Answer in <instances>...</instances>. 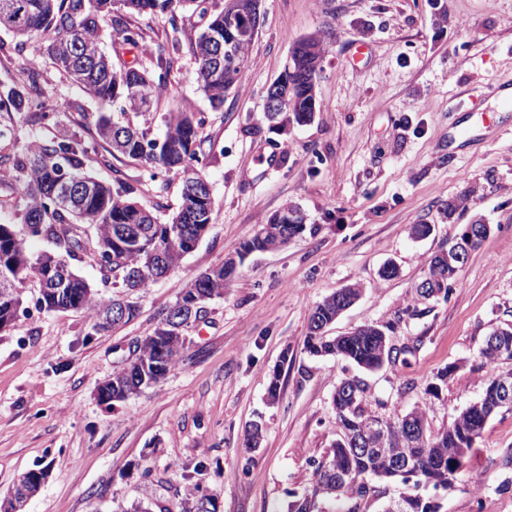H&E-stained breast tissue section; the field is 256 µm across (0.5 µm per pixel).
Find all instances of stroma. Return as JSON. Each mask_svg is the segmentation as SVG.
Segmentation results:
<instances>
[{"mask_svg":"<svg viewBox=\"0 0 512 512\" xmlns=\"http://www.w3.org/2000/svg\"><path fill=\"white\" fill-rule=\"evenodd\" d=\"M259 11L249 67L217 109L196 77L198 15L184 12L176 29L163 14L122 16L141 38L120 63L161 49L173 59L150 114L137 122L157 138L162 115L176 105L205 117L218 217L194 252L139 294L138 317L109 331L94 333L81 312L38 310V289L26 284L27 316L0 333V494L26 470L50 472L23 512H110L139 501L153 512H180L196 485L220 512H287L290 493L311 489L316 461L340 435L332 398L342 380L364 381L371 414L394 421L418 407L438 431L480 398L489 378L512 372V360L481 355L493 330L512 325V112L500 111L497 98L512 85V0H260ZM325 31L332 37L312 122L271 128L266 89L296 41ZM33 69L51 114L32 126L0 112V128L10 129L0 137V167L33 140L74 134L89 148V173L134 187L168 218L180 203V180L149 181L141 162L112 155L96 135L99 105L53 67L40 40L20 48L1 30L0 84ZM290 204L304 213L305 230L238 264L166 378L126 401L98 402V383L159 314ZM417 224L431 225V234L413 238ZM467 224L491 232L447 295L423 297L430 258ZM388 264L398 270L391 279L381 275ZM352 284L360 299L326 334L383 326L406 353L375 373L306 349L312 310ZM447 367L451 375L438 383ZM255 421L263 425L260 444L243 447ZM510 451L512 408H503L452 488L434 492L440 512H512V487L503 486L512 472L501 465ZM372 485L369 498L321 497L317 510L381 512L400 485Z\"/></svg>","mask_w":512,"mask_h":512,"instance_id":"obj_1","label":"stroma"}]
</instances>
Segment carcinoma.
I'll return each mask as SVG.
<instances>
[{"instance_id":"carcinoma-1","label":"carcinoma","mask_w":512,"mask_h":512,"mask_svg":"<svg viewBox=\"0 0 512 512\" xmlns=\"http://www.w3.org/2000/svg\"><path fill=\"white\" fill-rule=\"evenodd\" d=\"M9 2L12 11L0 12V30L10 32L23 45L33 36L45 38V53L54 67L78 85L101 106L95 120L98 137L112 147V152L142 162L150 179L161 175L175 176L182 183L181 203L167 221H159L153 209L134 197V188L106 184L85 171L87 150L75 135L54 136L34 141L26 153L17 157L10 169V189L17 192L22 209L17 223L0 222V272L11 278L5 292L0 287V332L2 326L16 320L23 309L22 288L29 282L38 284L37 300L47 312L82 311L88 314L92 328L107 330L110 322H101L112 306L121 302L128 291L141 292L155 283L166 271L175 269L193 252L216 218L215 199L203 158V140L199 129L204 120L186 107L164 116L161 147L146 129L122 122L128 113L151 110L155 94L161 87L160 75L170 72L172 59L162 55L133 65L117 67L112 56L100 47V30L105 23L113 26V40L122 45L137 43L139 33L132 31L122 18L114 16L121 7L129 14H170L172 28H177L179 11L198 15L204 26L191 52L198 63L197 75L203 91L215 108L224 104V96L245 75L248 55L255 39L248 32L245 17L256 8L255 0H224L221 8L206 9L202 0H0ZM326 52L325 36L313 34L296 42L277 82L285 97L284 111L273 113L267 121L284 126L301 124L316 112V83ZM6 101L14 111L25 114V121L40 123L49 117L40 100V77L36 73L27 81L0 89V102ZM114 111H109V108ZM72 188V203L59 206L54 188ZM56 224L76 226L65 244L52 243V249L37 255L30 252L28 242L50 232ZM273 226L282 243L305 230L299 211L292 205L274 214L268 224L260 225L256 234L243 244L246 254L267 250ZM108 258L102 271V287L98 288L82 276L74 262L82 259L88 248ZM236 267L222 264L200 274L176 300L175 305L188 311L197 299L224 296V282ZM456 275L451 263L438 265V257L430 260L429 285L439 290L448 288ZM113 288L112 295L103 291ZM360 295L355 285L343 288L339 295L325 298L311 312L306 349L313 356H341L361 369L375 371L394 364L389 350L382 349L383 334L376 325H364L344 336L325 339L322 327L332 323ZM190 326L178 330L159 316L153 330L142 340L146 361L133 362L112 374V382L100 388L101 400L123 402L143 389L166 378L179 362L187 344ZM482 355L489 361L512 360V331L502 336L501 343L485 345ZM366 388L358 382L356 400L339 389L333 396V407L342 431L360 436L359 426L370 418L363 407ZM500 395L494 380H489L482 398L466 407L448 426L434 432L425 411L416 408L394 422L381 421L387 430L400 429L407 422L422 427V438L414 444L399 447L389 438L384 448L365 452L341 437L336 440L314 471L312 497H299L289 504L291 512H312L313 497H343L362 500L372 488L365 480L399 482L405 491L399 495L402 512H439L440 506L416 490L418 483L447 490L448 464L466 457L480 438L487 420L499 409ZM407 454L414 471L395 469L396 459ZM340 470L350 476L338 489L330 486L327 473ZM41 484L28 481L25 490L0 498V512H22L26 502ZM182 512H217L213 499L199 493V487L185 493Z\"/></svg>"}]
</instances>
